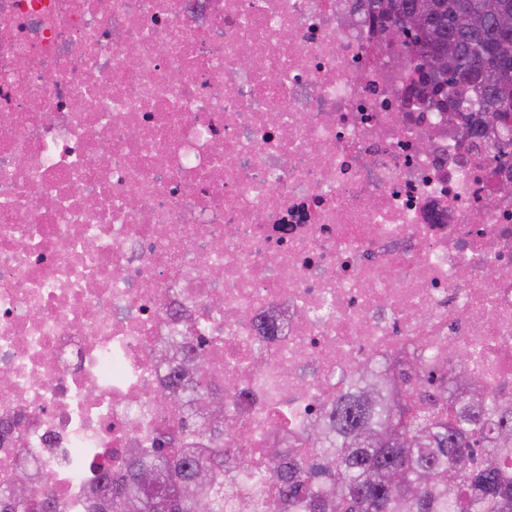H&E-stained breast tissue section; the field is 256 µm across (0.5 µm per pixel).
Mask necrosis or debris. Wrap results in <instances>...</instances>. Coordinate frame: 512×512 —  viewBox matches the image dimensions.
<instances>
[{
	"mask_svg": "<svg viewBox=\"0 0 512 512\" xmlns=\"http://www.w3.org/2000/svg\"><path fill=\"white\" fill-rule=\"evenodd\" d=\"M406 66L365 0H0V487L80 512L93 464L181 437L175 332L254 462L411 347L512 399V182L402 112Z\"/></svg>",
	"mask_w": 512,
	"mask_h": 512,
	"instance_id": "necrosis-or-debris-1",
	"label": "necrosis or debris"
}]
</instances>
